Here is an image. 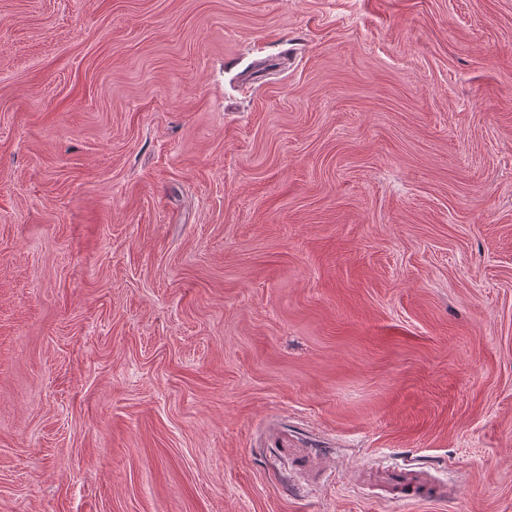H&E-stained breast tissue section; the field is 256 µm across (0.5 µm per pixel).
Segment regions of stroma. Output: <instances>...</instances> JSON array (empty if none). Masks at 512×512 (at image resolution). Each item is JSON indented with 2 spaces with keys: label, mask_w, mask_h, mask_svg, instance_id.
Segmentation results:
<instances>
[{
  "label": "stroma",
  "mask_w": 512,
  "mask_h": 512,
  "mask_svg": "<svg viewBox=\"0 0 512 512\" xmlns=\"http://www.w3.org/2000/svg\"><path fill=\"white\" fill-rule=\"evenodd\" d=\"M0 512H512V0H0ZM397 499L402 502H421L430 499H442L441 494L429 484H423L415 477L409 476L404 478L399 484Z\"/></svg>",
  "instance_id": "obj_1"
}]
</instances>
